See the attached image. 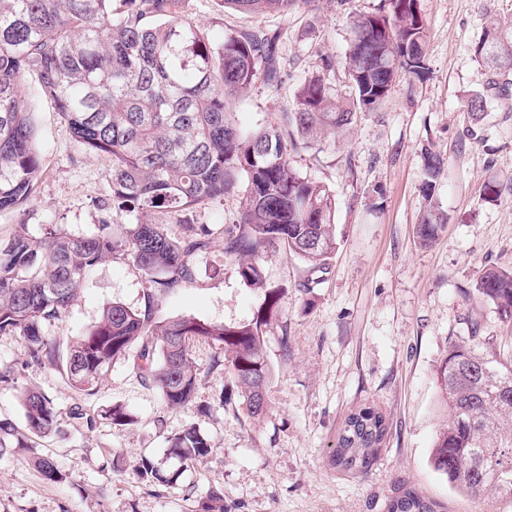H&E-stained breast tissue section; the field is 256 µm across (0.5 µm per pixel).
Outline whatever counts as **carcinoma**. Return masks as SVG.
<instances>
[{
	"label": "carcinoma",
	"mask_w": 512,
	"mask_h": 512,
	"mask_svg": "<svg viewBox=\"0 0 512 512\" xmlns=\"http://www.w3.org/2000/svg\"><path fill=\"white\" fill-rule=\"evenodd\" d=\"M314 2L224 0V6L245 15H286ZM386 2L376 14L349 16L353 36L343 61L349 96H338L325 74L311 73L282 125L244 133L232 119L233 99L258 82L278 85L283 63L275 31L233 30L214 44L186 16V0H0V211L23 206L43 171L34 106L23 93L30 71L76 144L112 161L100 201L103 233L80 238L50 228L40 240L18 234L0 242V334L19 337L31 362L60 369L72 389L87 395L112 362L130 358L136 374L158 387L172 407L192 402L197 369L190 345L203 341L224 352V371L248 413H262L271 370L260 335L278 311L276 288L267 289V304L255 320L238 325L179 318L153 326L150 293L140 311L112 303L70 342L63 358L43 325L62 318L87 273L109 257L130 259L154 290L192 279L197 257L211 249L213 231L188 223L184 235L173 238L151 216L197 209L240 190L239 217L223 230V253L236 262L243 283L263 286L265 257L280 252L313 271L323 269L336 250V198L291 165L288 148H308L353 124L357 114L378 111L398 74L421 80L428 73V28L419 0ZM473 54L489 72L487 89L508 91L512 26L486 16ZM485 107L480 93L466 101L476 121ZM422 158L428 198L445 160L429 151ZM505 191L495 177L484 184L489 202ZM131 214L135 222L122 223ZM447 223L448 215L431 201L416 235L429 244ZM474 291L502 320L512 321V268L483 270ZM437 381L448 421L434 444L433 468L474 498L512 499V359L502 360L474 328L450 343ZM21 404L30 431L54 430L58 411L50 397L27 389ZM386 432L385 418L374 408L351 413L332 464L365 471ZM168 448L182 462H201L212 452L193 425L169 436ZM133 473L161 485L178 478L147 458ZM199 512H224V494L210 490ZM386 512L446 509L401 484Z\"/></svg>",
	"instance_id": "cac0c4a2"
}]
</instances>
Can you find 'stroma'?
<instances>
[{
  "label": "stroma",
  "instance_id": "obj_1",
  "mask_svg": "<svg viewBox=\"0 0 512 512\" xmlns=\"http://www.w3.org/2000/svg\"><path fill=\"white\" fill-rule=\"evenodd\" d=\"M381 0H322L286 16L245 18L222 0H188L191 22L221 42L233 29L281 32L284 59L277 87L256 84L236 100V123L245 129L281 121L294 94L322 59L329 80L349 91L342 66L351 37L349 13H373ZM429 37L430 70L424 80L399 76L378 111L308 150L289 151L304 176L336 196L338 248L324 271L275 254L265 263L269 287L281 290L279 309L263 328L272 370L266 407L248 414L241 396L221 399L229 377L213 363L222 353L194 342L198 370L192 403L169 409L161 392L142 382L127 359L113 362L92 395H82L50 366L30 362L19 337L0 335V364L14 379L0 383V420L12 423L0 456V512H196L210 490L224 494L226 512H384L395 486L406 484L448 512H512V500L474 499L451 487L431 465L446 421L436 371L451 339L476 330L501 354L512 355V322L501 320L473 288L486 266L512 268V195L483 198L490 176L512 177V91L489 94L481 122L463 103L484 90L488 73L474 58L486 15L512 24V0H420ZM43 173L27 204L0 211V240L16 234L40 239L57 226L75 237L99 232L98 200L112 176L106 156L81 149L49 101L33 116ZM446 160L435 201L448 215L439 237L420 245L415 226L426 205L420 190L421 147ZM239 197L228 194L201 208L157 215L169 234L186 223L214 231L199 256L193 280L155 297V321L194 317L242 324L262 308L264 290L246 286L223 254L221 232L234 222ZM222 265L213 275V265ZM146 278L131 260L108 258L86 276L64 316L45 325L60 345L82 335L104 308H143ZM35 388L60 416L47 436L26 429L20 396ZM119 404L131 425L113 427L104 413ZM95 418L94 427L72 419L73 406ZM370 406L386 418L388 433L372 465L351 473L330 456L345 417ZM192 424L210 440L206 461L170 458L168 437ZM128 470L116 472L114 458ZM179 471L176 484L144 482L131 468L141 458ZM53 460L59 481L44 480L35 463Z\"/></svg>",
  "mask_w": 512,
  "mask_h": 512
}]
</instances>
